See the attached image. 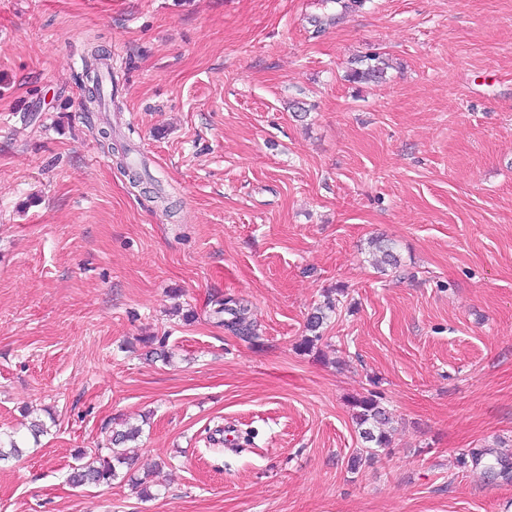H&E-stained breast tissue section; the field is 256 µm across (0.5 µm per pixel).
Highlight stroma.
Wrapping results in <instances>:
<instances>
[{"label":"stroma","instance_id":"35a3bbf8","mask_svg":"<svg viewBox=\"0 0 512 512\" xmlns=\"http://www.w3.org/2000/svg\"><path fill=\"white\" fill-rule=\"evenodd\" d=\"M124 422L156 496L71 485ZM1 432L0 512H512V0H0ZM99 50H92L90 56L84 57L83 66L84 72H86L87 79L93 84L92 86V99L90 102L101 101V90H102V75L98 68L97 57ZM361 58L354 61V66L347 73L349 82L362 84L384 79L387 67L380 55L374 53ZM218 308L214 313L224 319L219 322L224 324V329L244 341H253L257 338L253 325L246 320L245 309L241 303L232 297H227L217 303ZM376 392L355 398L353 401V419L358 427L359 435L368 448H386L389 445V435L383 426L389 422V415L381 405Z\"/></svg>","mask_w":512,"mask_h":512}]
</instances>
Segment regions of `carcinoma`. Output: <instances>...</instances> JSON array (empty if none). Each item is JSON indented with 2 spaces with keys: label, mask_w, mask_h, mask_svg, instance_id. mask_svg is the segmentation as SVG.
Masks as SVG:
<instances>
[{
  "label": "carcinoma",
  "mask_w": 512,
  "mask_h": 512,
  "mask_svg": "<svg viewBox=\"0 0 512 512\" xmlns=\"http://www.w3.org/2000/svg\"><path fill=\"white\" fill-rule=\"evenodd\" d=\"M99 50L91 51L90 56L83 59L84 72L92 83V99L101 101L102 75L98 68L97 57ZM386 76V66L383 59L377 54H369L354 61V66L347 73L348 81L356 84L378 82ZM375 252L381 254L380 263L398 266V259L393 253L392 243L382 240L372 242ZM335 302L328 301L326 309H317L307 320L306 330L311 335L304 337L299 349L306 351L319 340L318 330L326 318L325 310H333ZM214 314L221 317L224 329L232 335L244 340L256 339L253 325L246 320L244 306L232 297L218 302ZM353 419L358 427L362 440L374 448H386L389 445V435L383 426L389 422V415L381 405L379 396L373 393L361 396L353 401ZM141 433L140 428L130 427L126 430L112 432L109 438L110 446L96 448L90 453L82 452L78 455V464L72 468L69 481L78 486L86 484L110 483L119 479L120 469L130 466V457L120 445L133 440Z\"/></svg>",
  "instance_id": "obj_1"
}]
</instances>
